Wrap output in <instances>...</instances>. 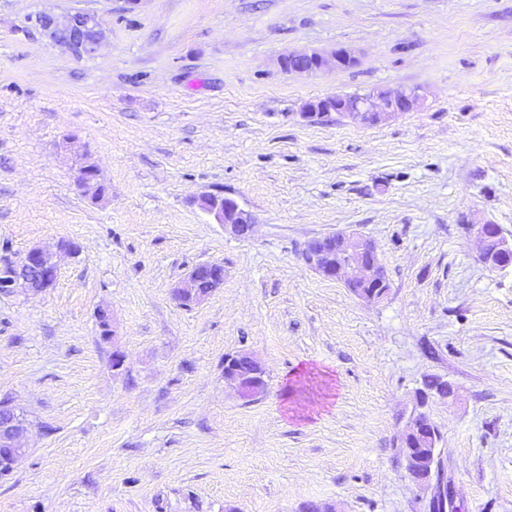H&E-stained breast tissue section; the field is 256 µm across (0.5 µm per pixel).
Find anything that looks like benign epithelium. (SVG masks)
<instances>
[{
	"label": "benign epithelium",
	"mask_w": 512,
	"mask_h": 512,
	"mask_svg": "<svg viewBox=\"0 0 512 512\" xmlns=\"http://www.w3.org/2000/svg\"><path fill=\"white\" fill-rule=\"evenodd\" d=\"M41 29L54 41L67 45L77 54L92 55L99 43L100 32L96 18L85 12H76L62 22L50 15L42 16ZM353 57L344 49L330 55L317 52L288 55V70L314 72L329 68L341 69L350 66ZM417 95L413 91L390 90L382 99L366 98L351 108L349 115L368 124H375L386 117L413 108ZM234 212L237 223L232 225L235 232H249L252 217L229 197H218L215 207L210 210L219 223H224V210ZM473 230L480 241V260L492 269L506 268L512 264V244L496 224H479ZM373 252L372 246L362 237L354 234H329L310 241L304 252L306 263L321 276L332 280H367L371 268L364 261V254ZM214 269L210 263L200 264L192 269L187 286L174 292L180 304L186 298L201 299L192 295L198 278ZM56 253L45 248L34 247L27 252L20 266H11L8 274L0 280V290L12 292L20 286L47 288L57 275ZM29 423L6 404L0 407V476L11 473L26 449L17 446V440L28 430ZM405 472L407 477L424 489H432L423 506L430 512H447L448 486L442 478L443 461L435 448H422L415 452L405 449Z\"/></svg>",
	"instance_id": "1"
}]
</instances>
